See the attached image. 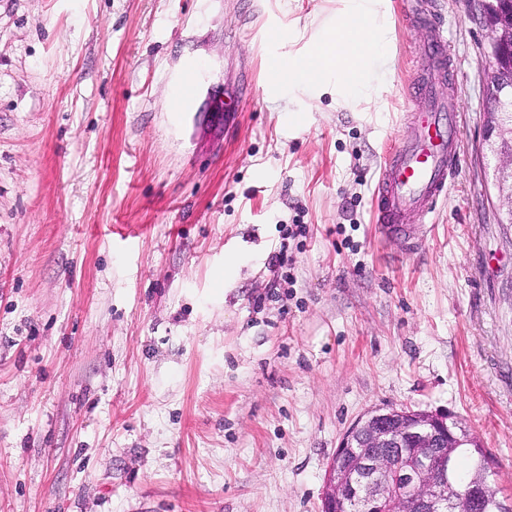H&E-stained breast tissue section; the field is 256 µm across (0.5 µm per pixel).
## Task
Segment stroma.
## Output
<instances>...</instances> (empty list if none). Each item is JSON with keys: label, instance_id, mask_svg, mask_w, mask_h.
Returning <instances> with one entry per match:
<instances>
[{"label": "stroma", "instance_id": "obj_1", "mask_svg": "<svg viewBox=\"0 0 512 512\" xmlns=\"http://www.w3.org/2000/svg\"><path fill=\"white\" fill-rule=\"evenodd\" d=\"M436 2L463 162L409 248L371 208L425 65L402 0L365 112L271 79L342 0H0V512H321L377 408L462 422L512 495L489 37L475 0ZM197 65L185 67L180 78L170 90L168 109L172 112H186L187 106L197 94Z\"/></svg>", "mask_w": 512, "mask_h": 512}]
</instances>
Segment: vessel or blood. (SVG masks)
<instances>
[{
  "label": "vessel or blood",
  "mask_w": 512,
  "mask_h": 512,
  "mask_svg": "<svg viewBox=\"0 0 512 512\" xmlns=\"http://www.w3.org/2000/svg\"><path fill=\"white\" fill-rule=\"evenodd\" d=\"M426 67L404 90L411 108V135L388 154L374 188V222L387 237L412 240L418 225L431 223L451 190L461 165L458 139L461 107L456 94L439 96L438 84L451 83L453 61L448 37L437 16L426 19ZM196 66L185 67L170 90L168 108L186 111L197 94Z\"/></svg>",
  "instance_id": "obj_1"
}]
</instances>
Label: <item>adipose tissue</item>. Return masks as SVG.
<instances>
[{
    "label": "adipose tissue",
    "mask_w": 512,
    "mask_h": 512,
    "mask_svg": "<svg viewBox=\"0 0 512 512\" xmlns=\"http://www.w3.org/2000/svg\"><path fill=\"white\" fill-rule=\"evenodd\" d=\"M342 19L324 29L308 54L276 61L274 74L288 73L293 82L316 89L334 85L339 101L363 111L374 102L377 90L376 65L389 51L382 0H343Z\"/></svg>",
    "instance_id": "ef3b65f1"
}]
</instances>
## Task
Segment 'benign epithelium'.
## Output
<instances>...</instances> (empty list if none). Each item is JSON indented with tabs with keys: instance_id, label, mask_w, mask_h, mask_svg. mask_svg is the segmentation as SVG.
Listing matches in <instances>:
<instances>
[{
	"instance_id": "benign-epithelium-1",
	"label": "benign epithelium",
	"mask_w": 512,
	"mask_h": 512,
	"mask_svg": "<svg viewBox=\"0 0 512 512\" xmlns=\"http://www.w3.org/2000/svg\"><path fill=\"white\" fill-rule=\"evenodd\" d=\"M489 32L488 96L496 100L486 114V140L504 155L497 171L503 211L512 222V92L501 94L504 74L512 77V0H478ZM459 448L473 449L489 475L485 448L448 416L407 409H375L344 433L328 469L321 512H458L466 501L473 512L491 506L512 512V499L493 493L489 480L465 485L456 479Z\"/></svg>"
}]
</instances>
